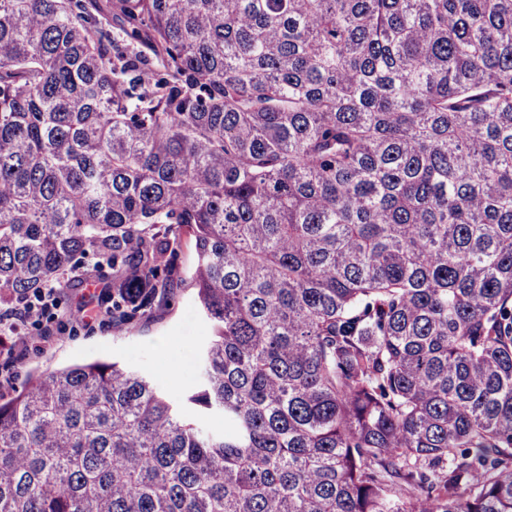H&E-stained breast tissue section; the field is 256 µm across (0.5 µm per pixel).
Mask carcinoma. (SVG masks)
Listing matches in <instances>:
<instances>
[{
    "label": "carcinoma",
    "mask_w": 512,
    "mask_h": 512,
    "mask_svg": "<svg viewBox=\"0 0 512 512\" xmlns=\"http://www.w3.org/2000/svg\"><path fill=\"white\" fill-rule=\"evenodd\" d=\"M186 241L195 386L29 372L0 512H512V0H0V313Z\"/></svg>",
    "instance_id": "1"
}]
</instances>
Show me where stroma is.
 I'll return each instance as SVG.
<instances>
[{"label": "stroma", "mask_w": 512, "mask_h": 512, "mask_svg": "<svg viewBox=\"0 0 512 512\" xmlns=\"http://www.w3.org/2000/svg\"><path fill=\"white\" fill-rule=\"evenodd\" d=\"M80 275L64 294L58 295L52 324L56 335L51 343L40 338L38 326L29 324L21 329L28 349L23 369L11 382L0 385V397L9 398L26 385L30 370L46 371L75 362L116 359L131 369L151 378L171 394H179L193 386L197 379L194 353L205 341L209 328L195 312L193 294L183 279L194 264V252L183 246L176 261L174 296L169 302L156 306L145 316L116 326L111 320L84 325L71 316L81 295L98 289L96 302L107 307L105 292L112 282V269L98 266L94 256L79 257ZM179 360V377H171L168 364Z\"/></svg>", "instance_id": "1"}]
</instances>
